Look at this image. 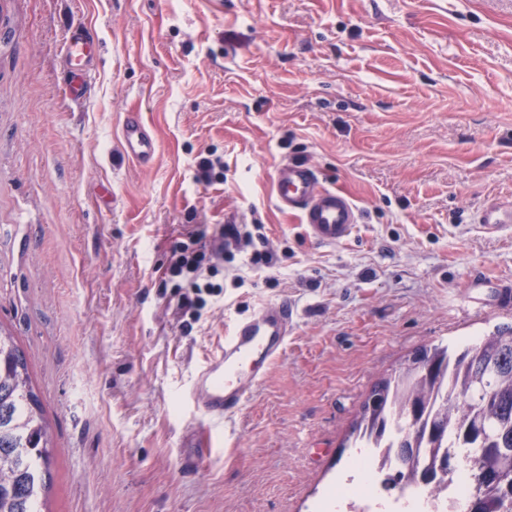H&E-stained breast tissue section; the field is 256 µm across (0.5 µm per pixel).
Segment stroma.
<instances>
[{"label":"stroma","instance_id":"35a3bbf8","mask_svg":"<svg viewBox=\"0 0 512 512\" xmlns=\"http://www.w3.org/2000/svg\"><path fill=\"white\" fill-rule=\"evenodd\" d=\"M77 21L99 38L81 105L60 71ZM132 110L148 167L121 150ZM285 162L358 206L347 241L276 209ZM509 197L512 0H0V333L48 424L43 512H334L374 388L512 325V235L477 221ZM225 224L262 225L278 262L225 260L185 323L171 251ZM280 299L284 355L197 459L182 393Z\"/></svg>","mask_w":512,"mask_h":512}]
</instances>
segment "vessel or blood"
Wrapping results in <instances>:
<instances>
[{
    "label": "vessel or blood",
    "mask_w": 512,
    "mask_h": 512,
    "mask_svg": "<svg viewBox=\"0 0 512 512\" xmlns=\"http://www.w3.org/2000/svg\"><path fill=\"white\" fill-rule=\"evenodd\" d=\"M97 41L81 24L67 33L63 67L67 93L77 103L90 95L87 72ZM121 146L139 165H150L155 141L139 113H128ZM274 202L286 213L298 214L309 236L317 243L335 245L347 239L360 222V210L344 192L324 187L309 166L285 163L272 179ZM479 222L491 233L512 234V202L494 200L479 213ZM298 311L282 299L264 305L250 316L238 319L226 331L224 345L196 375L188 398L198 414V445L204 453L216 448L214 427L233 417L258 384L266 366L281 358Z\"/></svg>",
    "instance_id": "vessel-or-blood-1"
}]
</instances>
